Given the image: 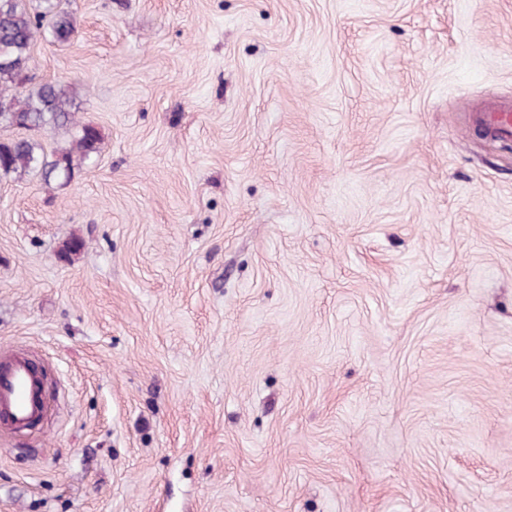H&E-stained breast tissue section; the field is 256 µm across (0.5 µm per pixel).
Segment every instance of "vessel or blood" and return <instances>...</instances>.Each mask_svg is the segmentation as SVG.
Instances as JSON below:
<instances>
[{"label":"vessel or blood","mask_w":512,"mask_h":512,"mask_svg":"<svg viewBox=\"0 0 512 512\" xmlns=\"http://www.w3.org/2000/svg\"><path fill=\"white\" fill-rule=\"evenodd\" d=\"M477 122L491 137L512 140V106L479 113ZM46 373L21 351L0 352V429L27 430L49 413Z\"/></svg>","instance_id":"vessel-or-blood-1"}]
</instances>
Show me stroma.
<instances>
[{"label": "stroma", "mask_w": 512, "mask_h": 512, "mask_svg": "<svg viewBox=\"0 0 512 512\" xmlns=\"http://www.w3.org/2000/svg\"><path fill=\"white\" fill-rule=\"evenodd\" d=\"M62 5L102 143L0 180V512H512V0ZM477 123L491 137L502 141L512 140V105L508 108H497L488 112H480ZM46 372L27 353L0 352V429L27 430L49 413Z\"/></svg>", "instance_id": "35a3bbf8"}]
</instances>
